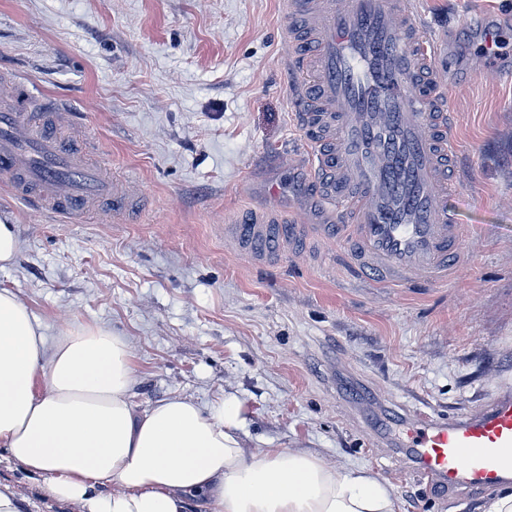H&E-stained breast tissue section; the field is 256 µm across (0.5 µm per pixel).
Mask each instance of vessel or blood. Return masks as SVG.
<instances>
[{"instance_id":"vessel-or-blood-1","label":"vessel or blood","mask_w":512,"mask_h":512,"mask_svg":"<svg viewBox=\"0 0 512 512\" xmlns=\"http://www.w3.org/2000/svg\"><path fill=\"white\" fill-rule=\"evenodd\" d=\"M291 80L301 88L308 188L331 217L295 224L263 201L239 211L224 238L272 263L309 233L344 246L356 278L398 287L447 283L462 259L464 226L448 203L456 117L437 70L447 54L413 0H289ZM499 27L483 37L480 78L512 77ZM76 115L56 96L24 88L0 105V184L36 211L74 217L137 209L139 191L106 182L93 141L62 136ZM419 474L455 493L512 481V394L458 418L412 426Z\"/></svg>"}]
</instances>
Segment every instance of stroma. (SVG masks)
<instances>
[{
  "instance_id": "obj_1",
  "label": "stroma",
  "mask_w": 512,
  "mask_h": 512,
  "mask_svg": "<svg viewBox=\"0 0 512 512\" xmlns=\"http://www.w3.org/2000/svg\"><path fill=\"white\" fill-rule=\"evenodd\" d=\"M438 35L468 19L462 69L481 66L479 30L512 0H420ZM284 0H0V73L71 102L68 135L95 139L136 213L73 222L0 185L16 225L0 268L49 341L67 322L125 337L138 408L171 395L233 397L250 448H301L364 466L405 512H478L484 492L448 496L412 471L402 444L425 417H460L512 389V81L449 87L456 193L468 235L447 283L391 288L352 278L340 249L309 240L259 265L224 239L236 211L280 190L284 216L329 217L307 188L282 29ZM24 512H79L0 452V488Z\"/></svg>"
}]
</instances>
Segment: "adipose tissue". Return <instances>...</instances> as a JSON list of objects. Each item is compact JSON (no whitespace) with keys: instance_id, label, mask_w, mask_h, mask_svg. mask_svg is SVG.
<instances>
[{"instance_id":"ef3b65f1","label":"adipose tissue","mask_w":512,"mask_h":512,"mask_svg":"<svg viewBox=\"0 0 512 512\" xmlns=\"http://www.w3.org/2000/svg\"><path fill=\"white\" fill-rule=\"evenodd\" d=\"M130 343L41 324L0 289V447L83 512H402L372 470L303 449L246 447L241 406L171 396L137 410Z\"/></svg>"}]
</instances>
